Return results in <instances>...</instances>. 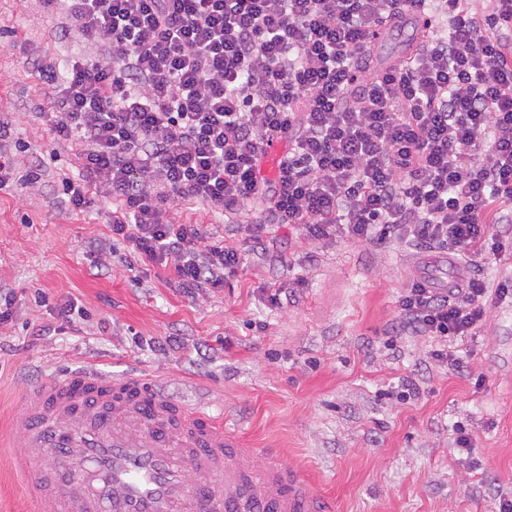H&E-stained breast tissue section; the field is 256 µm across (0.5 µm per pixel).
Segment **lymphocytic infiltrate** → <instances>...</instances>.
<instances>
[{"label": "lymphocytic infiltrate", "instance_id": "f902f5d3", "mask_svg": "<svg viewBox=\"0 0 512 512\" xmlns=\"http://www.w3.org/2000/svg\"><path fill=\"white\" fill-rule=\"evenodd\" d=\"M65 6L94 59L45 66L59 113L52 132L84 149L65 178L70 211L112 198L113 245L185 290L222 288L244 260L223 239L175 221L207 205L262 207L250 238L291 224L308 239L436 246L464 263L512 255V0H41ZM445 26L380 68L368 48L407 14ZM0 119V190H35L37 172ZM291 147L274 179L263 146ZM512 303V278L446 292L414 281L402 329L447 345L487 309Z\"/></svg>", "mask_w": 512, "mask_h": 512}]
</instances>
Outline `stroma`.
<instances>
[{
  "label": "stroma",
  "mask_w": 512,
  "mask_h": 512,
  "mask_svg": "<svg viewBox=\"0 0 512 512\" xmlns=\"http://www.w3.org/2000/svg\"><path fill=\"white\" fill-rule=\"evenodd\" d=\"M71 26L40 0H0V116L30 156L59 157L41 192L0 191V290L18 298L0 329V434L41 379L137 372L297 466L336 512H499L512 500V306L457 341L464 364L451 370L433 359L435 340L400 330L398 300L420 278L496 287L512 278V256L466 266L439 248L313 242L286 224L256 248L240 219L197 205L174 207L176 220L246 252L223 289L190 296L160 268L98 270L92 251L110 237L113 205L68 211L62 181L80 147L54 140L57 104L38 72L95 55L65 39ZM273 284L286 290L277 306ZM69 301L78 309L65 320Z\"/></svg>",
  "instance_id": "35a3bbf8"
}]
</instances>
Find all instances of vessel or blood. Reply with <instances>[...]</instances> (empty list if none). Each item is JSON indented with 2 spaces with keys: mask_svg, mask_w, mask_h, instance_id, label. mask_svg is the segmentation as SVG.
Returning <instances> with one entry per match:
<instances>
[{
  "mask_svg": "<svg viewBox=\"0 0 512 512\" xmlns=\"http://www.w3.org/2000/svg\"><path fill=\"white\" fill-rule=\"evenodd\" d=\"M104 407L107 423L90 412ZM31 512H334L297 468L244 447L222 419L149 377L83 372L27 390L8 437ZM60 479L48 484L43 461ZM199 469L223 495L190 485Z\"/></svg>",
  "mask_w": 512,
  "mask_h": 512,
  "instance_id": "1",
  "label": "vessel or blood"
}]
</instances>
